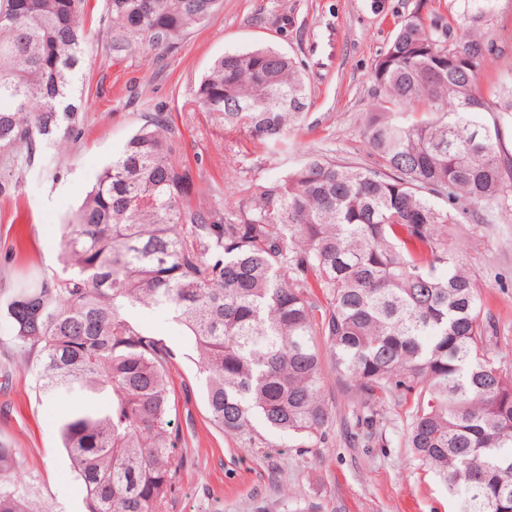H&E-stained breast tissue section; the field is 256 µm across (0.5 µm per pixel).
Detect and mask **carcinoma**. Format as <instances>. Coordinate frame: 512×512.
<instances>
[{"label":"carcinoma","instance_id":"carcinoma-1","mask_svg":"<svg viewBox=\"0 0 512 512\" xmlns=\"http://www.w3.org/2000/svg\"><path fill=\"white\" fill-rule=\"evenodd\" d=\"M222 0H107L112 53L170 47ZM85 0H0V151L16 167L78 131L75 79ZM399 24L374 67L363 134L374 164L314 154L270 180L224 189L181 159L166 112H148L65 225L60 264L31 272L4 304L14 345L39 362L40 389L70 404L58 431L85 512H168L176 490L169 390L173 348L133 317L168 314L192 339L211 423L254 424L299 447L333 420L321 347L357 428L390 400L408 405L406 444L458 512H512V372L489 336L482 286L456 246L461 216L512 215V56L497 49L494 0ZM505 78L487 101L491 60ZM200 109L259 144L288 149L307 106L302 71L270 48L214 61ZM205 192L207 201L193 198ZM17 453L0 448V512H45Z\"/></svg>","mask_w":512,"mask_h":512}]
</instances>
